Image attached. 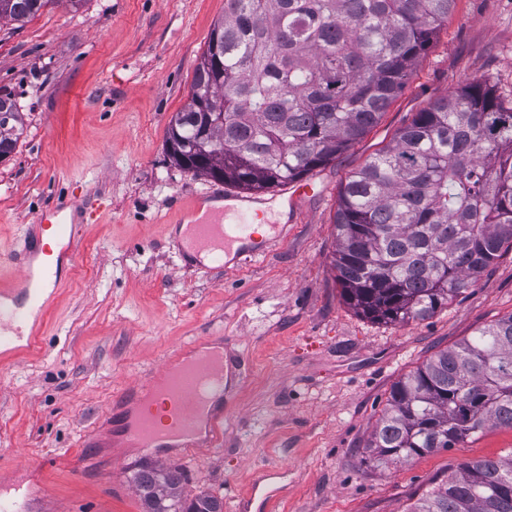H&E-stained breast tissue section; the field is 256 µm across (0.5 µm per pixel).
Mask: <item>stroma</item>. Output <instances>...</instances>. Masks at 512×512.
Wrapping results in <instances>:
<instances>
[{"mask_svg":"<svg viewBox=\"0 0 512 512\" xmlns=\"http://www.w3.org/2000/svg\"><path fill=\"white\" fill-rule=\"evenodd\" d=\"M224 0H54L25 24L0 21V88L24 130L0 162V277L55 194L87 195L83 259L42 326L44 348L0 365V491L30 512H142L133 474L161 448L115 464L116 391L144 380L198 336L222 338L224 438L175 460L188 495L224 512H404L463 462L512 453V429L411 462L364 469L390 388L437 351L512 313V252L429 319L378 323L341 297L333 216L348 176L463 85L512 101V0H456L405 90L359 143L307 177L266 256L185 265L180 209L222 182L175 165L165 141Z\"/></svg>","mask_w":512,"mask_h":512,"instance_id":"1","label":"stroma"}]
</instances>
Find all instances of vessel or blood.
Wrapping results in <instances>:
<instances>
[{"label":"vessel or blood","mask_w":512,"mask_h":512,"mask_svg":"<svg viewBox=\"0 0 512 512\" xmlns=\"http://www.w3.org/2000/svg\"><path fill=\"white\" fill-rule=\"evenodd\" d=\"M220 193L194 198L189 213L192 221L182 244L185 258L206 255L213 263L237 255L254 259L264 252L260 243L245 244L243 233L229 234L220 206ZM82 216L79 201L60 198L51 213H39L29 225L23 250L17 260L20 275L15 282L0 286V360L37 350L46 307V289L59 288L64 273L73 271L79 252L74 243V224ZM62 247L48 249L45 235ZM206 337L194 340L189 355L173 352L169 360L145 385L120 394L124 418L114 423L121 447L215 448L224 434V355L207 348Z\"/></svg>","instance_id":"obj_1"}]
</instances>
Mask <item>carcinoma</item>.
I'll return each mask as SVG.
<instances>
[{
  "label": "carcinoma",
  "mask_w": 512,
  "mask_h": 512,
  "mask_svg": "<svg viewBox=\"0 0 512 512\" xmlns=\"http://www.w3.org/2000/svg\"><path fill=\"white\" fill-rule=\"evenodd\" d=\"M456 0H224L189 101L169 123L181 167L250 192L303 181L360 141L409 83ZM49 0H0L23 23ZM22 116L0 92V155ZM332 267L372 321L426 320L512 250V105L468 84L415 113L339 192ZM512 429V313L440 350L390 389L364 464H402ZM144 512H224L184 496L176 467L133 476ZM405 512H512V456L461 465Z\"/></svg>",
  "instance_id": "carcinoma-1"
}]
</instances>
